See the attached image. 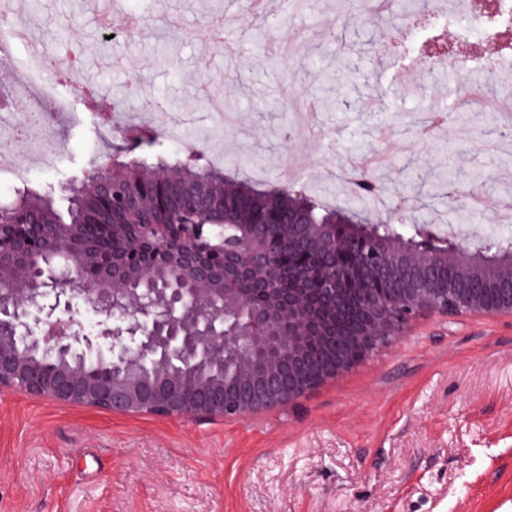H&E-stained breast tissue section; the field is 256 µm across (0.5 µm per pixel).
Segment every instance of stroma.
<instances>
[{
  "mask_svg": "<svg viewBox=\"0 0 512 512\" xmlns=\"http://www.w3.org/2000/svg\"><path fill=\"white\" fill-rule=\"evenodd\" d=\"M32 45L62 56L86 44L104 91L53 119L48 149L63 166L33 170L30 187L62 184L91 162L122 159L132 141L161 136L150 120L186 116L170 157L219 150L226 173L305 184L347 204L348 157L392 133L381 167L390 204L421 210L433 232L482 227L512 240V134L494 111L463 107L467 72L405 82L413 44L369 19L363 0H297L274 24L239 9L229 25L244 47L198 38L225 0H21ZM141 19L120 41L104 21ZM333 106L313 115L315 142L284 138L295 93ZM444 195H419L420 179ZM0 512H512V317H423L344 378L289 407L244 419L114 415L0 392Z\"/></svg>",
  "mask_w": 512,
  "mask_h": 512,
  "instance_id": "35a3bbf8",
  "label": "stroma"
}]
</instances>
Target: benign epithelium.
Segmentation results:
<instances>
[{
	"instance_id": "obj_1",
	"label": "benign epithelium",
	"mask_w": 512,
	"mask_h": 512,
	"mask_svg": "<svg viewBox=\"0 0 512 512\" xmlns=\"http://www.w3.org/2000/svg\"><path fill=\"white\" fill-rule=\"evenodd\" d=\"M109 173L78 187L91 214L112 217L118 182ZM140 207L186 191L217 201L211 184L177 174L138 173ZM34 224L32 240L7 243L0 226V391L107 411L197 419L273 412L336 380L402 336L421 317L512 315V252L488 257L464 235L446 247L381 237L352 220L317 224L303 204L286 224H242L240 233L205 245V215L177 226L146 227L127 250L102 264L77 224H60L42 207L17 213ZM50 237L68 260L65 276L35 288L38 241ZM150 251L145 267L136 255ZM311 255L325 263L305 264ZM85 268L99 270L89 283ZM355 279L366 286L364 323L332 328ZM321 282L314 295L310 282ZM248 282L264 295L227 289ZM40 352L56 359L45 364Z\"/></svg>"
}]
</instances>
